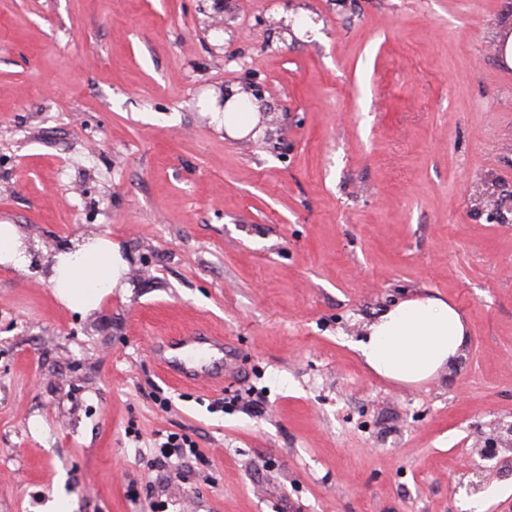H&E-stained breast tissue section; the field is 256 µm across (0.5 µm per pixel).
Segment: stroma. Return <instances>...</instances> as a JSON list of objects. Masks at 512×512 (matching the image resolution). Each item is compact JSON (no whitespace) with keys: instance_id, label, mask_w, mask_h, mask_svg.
I'll return each mask as SVG.
<instances>
[{"instance_id":"stroma-1","label":"stroma","mask_w":512,"mask_h":512,"mask_svg":"<svg viewBox=\"0 0 512 512\" xmlns=\"http://www.w3.org/2000/svg\"><path fill=\"white\" fill-rule=\"evenodd\" d=\"M510 27L512 0H0V223L128 262L87 316L0 266V512H512V449L462 466L512 420ZM421 293L466 348L395 383L354 344ZM190 332L223 385L165 377L153 339ZM161 433L198 457L149 470ZM243 111V112H234ZM254 107L246 97L233 95L224 105V132L231 138L248 135L254 129Z\"/></svg>"}]
</instances>
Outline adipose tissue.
I'll list each match as a JSON object with an SVG mask.
<instances>
[{
    "label": "adipose tissue",
    "instance_id": "obj_1",
    "mask_svg": "<svg viewBox=\"0 0 512 512\" xmlns=\"http://www.w3.org/2000/svg\"><path fill=\"white\" fill-rule=\"evenodd\" d=\"M39 261L58 301L87 315L113 289L123 287L127 262L118 243L95 235L60 248ZM467 333L461 313L448 302L417 296L404 300L367 326L354 348L376 374L397 383L427 380L464 352Z\"/></svg>",
    "mask_w": 512,
    "mask_h": 512
}]
</instances>
